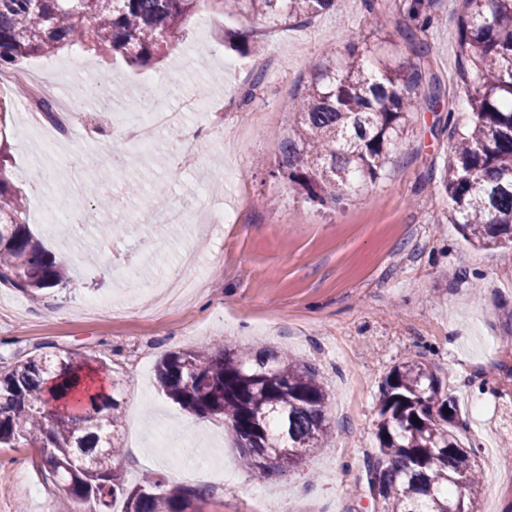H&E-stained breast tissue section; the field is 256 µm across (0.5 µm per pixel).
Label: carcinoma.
<instances>
[{"label": "carcinoma", "mask_w": 512, "mask_h": 512, "mask_svg": "<svg viewBox=\"0 0 512 512\" xmlns=\"http://www.w3.org/2000/svg\"><path fill=\"white\" fill-rule=\"evenodd\" d=\"M458 18L460 79L470 112L458 130L439 188L453 222L472 244L512 242V0H462ZM427 0H405L400 30L413 54L395 62L352 46L330 57L295 98L299 121L283 142L277 170L326 206L344 190L374 183L391 163L411 115L442 104V87L427 42ZM335 0H0V75L34 57L78 47L146 67L164 56L183 25L216 8L272 24H306ZM17 85L0 98V139L8 105L26 95ZM0 146V284L37 297L68 283L65 264L31 235L24 199L6 173ZM95 357L13 354L0 366V447L35 444L52 482L78 504L109 512H199L208 492L158 479L147 488L125 484L115 461L119 397L124 379L107 392L87 381ZM160 392L189 414L224 420L250 470L291 471L332 432L328 393L308 362L277 350L212 346L164 355L156 367ZM461 415L439 376L423 361L395 366L379 390L375 438L365 472L378 512H470L479 492V450L455 433Z\"/></svg>", "instance_id": "cac0c4a2"}]
</instances>
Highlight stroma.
Instances as JSON below:
<instances>
[{
    "instance_id": "35a3bbf8",
    "label": "stroma",
    "mask_w": 512,
    "mask_h": 512,
    "mask_svg": "<svg viewBox=\"0 0 512 512\" xmlns=\"http://www.w3.org/2000/svg\"><path fill=\"white\" fill-rule=\"evenodd\" d=\"M374 4L389 38L373 41V48L407 58L398 33L408 22L404 0ZM461 9V0H434L430 8L427 40L445 91L442 111L416 113L393 164L333 206L307 202L274 167L296 121L289 100L327 57L345 55L346 45L367 38L363 0H336L335 10L304 25L226 17L204 50L193 20L160 62L138 69L118 54L85 52L94 70L110 71L145 103L160 98L174 109L200 89L223 104V113L185 117L186 128L197 132L199 156L190 166L174 162L164 131L157 153L126 148L122 171L94 165L112 139V121L79 114L67 150L84 151L91 164L75 172L67 151H41L20 107L11 108V179L26 196L32 234L71 273L67 287L38 301L0 285V354L42 346L96 355L108 365L98 376L104 388L112 375H126L118 465L129 486L161 477L174 486L206 488L201 512H264V489L275 494L278 512H316L324 505L333 512H372L365 459L376 446L378 391L394 365L418 358L457 400L462 443L480 450L474 512H500L490 456H512L507 433L495 428L501 411L512 406V388L505 386L512 381V334L500 318L503 307L512 308V244L473 247L451 223L438 189L453 141L446 115L454 113L461 125L468 111L459 78ZM247 29L265 54L237 52V36ZM259 70L264 83L249 89L247 79ZM217 158L237 176V211L229 224L203 210ZM74 177L101 192L119 193L130 180L147 187L101 214V223L132 230L102 245L95 265L82 260L93 242L90 225L58 229L42 218L48 198ZM160 184L192 217L174 237L149 193ZM197 239L202 247L189 275L206 285L170 301L154 285L180 273L179 252ZM94 297L107 303L106 316L83 312V302ZM212 345L286 351L312 364L329 394L327 446L284 474L250 471L239 456L227 455L232 439L223 421L182 411L159 392L154 375L165 354ZM40 454L32 447L0 448V512H60L70 503L42 472Z\"/></svg>"
}]
</instances>
